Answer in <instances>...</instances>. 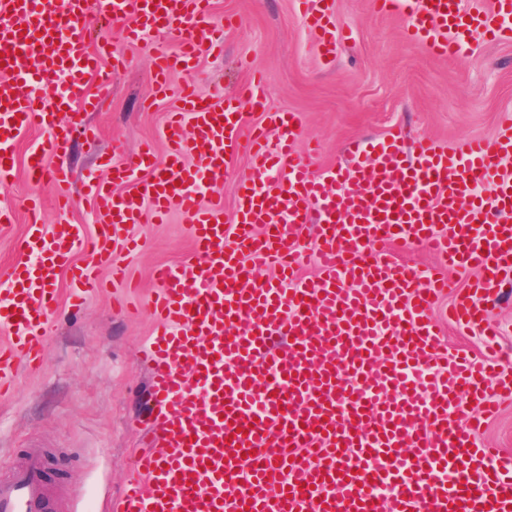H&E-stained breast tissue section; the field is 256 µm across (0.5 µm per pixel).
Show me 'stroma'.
I'll list each match as a JSON object with an SVG mask.
<instances>
[{"label":"stroma","instance_id":"35a3bbf8","mask_svg":"<svg viewBox=\"0 0 512 512\" xmlns=\"http://www.w3.org/2000/svg\"><path fill=\"white\" fill-rule=\"evenodd\" d=\"M333 9L336 60L327 63L298 0H212L214 21L231 14L240 23L225 31L221 51L200 56V96L220 105L241 84L259 78L267 107L297 113L304 136L318 142L321 167L342 162L343 147L353 138L381 142L398 136L408 145L422 135L449 143L490 138L502 113L512 111V43L478 38L456 58H437L409 37L407 16L379 12L373 0H333ZM105 41L127 60L119 79L98 89L99 110L59 115L63 123L90 127L95 136L75 138L65 156L47 160L69 171L77 205L60 215L52 185L27 180L23 165L43 134L24 133L16 145V173L0 184V202L14 212L10 227L0 229L1 277L28 259L19 241L32 194L42 197L45 224L64 218L92 236L98 220L84 200L85 175L93 170L110 178L112 162L135 158L148 144L156 161L165 159L163 132L177 98L151 96V59L126 40L121 27L90 28V45ZM128 231L140 249L117 252L116 258L141 284L138 316L120 310L128 294L117 285L71 306L69 277L61 275L42 366L36 372L19 368L14 394L0 401V477L29 455H40L55 512H75L88 500L103 510L117 504L153 419L149 378L138 361L153 330L146 301L157 286L150 270L194 256L195 247L178 213L162 224L146 219L129 225Z\"/></svg>","mask_w":512,"mask_h":512}]
</instances>
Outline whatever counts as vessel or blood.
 <instances>
[{
    "label": "vessel or blood",
    "mask_w": 512,
    "mask_h": 512,
    "mask_svg": "<svg viewBox=\"0 0 512 512\" xmlns=\"http://www.w3.org/2000/svg\"><path fill=\"white\" fill-rule=\"evenodd\" d=\"M320 35L322 59L336 54L329 0H300ZM210 0H0V183L16 169L15 144L29 130V182L52 180L71 210L70 174L48 168L73 131L55 117L96 107L89 82L109 86L124 64L106 46L89 49L84 23L123 26L152 53L155 82L192 73L204 47L224 38ZM402 11L409 34L434 55L459 56L477 34L512 40V0L487 10L461 0H380ZM164 30L171 51L151 41ZM112 65H105V58ZM165 129L157 163L144 147L114 182L87 179L100 215L96 237L63 220L31 223L21 241L32 262L0 279V398L19 364L37 368L55 311V284L68 273L74 300L101 288L98 264L129 248L126 225L145 211L187 217L197 261L156 266L154 333L141 353L157 404V428L135 457L119 512H512V455L477 434L500 402L512 403V369L448 353L432 313L452 295L453 319L497 335L488 305L512 277V113L492 139L449 144L423 135L355 142L344 163L316 170L317 145L298 154L293 112L266 109L260 82L224 105L203 104L193 82ZM264 113L243 132L244 110ZM246 153L232 224L216 189L232 158ZM194 165H186L185 156ZM145 178H138V171ZM132 183L115 192L113 183ZM491 186L492 197L475 191ZM319 215L312 257L299 273L298 241ZM423 246L445 264L477 271L454 290L441 271L399 263L388 245ZM88 254L82 265L74 253ZM273 265L262 279L260 268ZM479 413L467 414L468 404ZM0 512H51L44 462L32 455L0 479Z\"/></svg>",
    "instance_id": "b4317fda"
}]
</instances>
